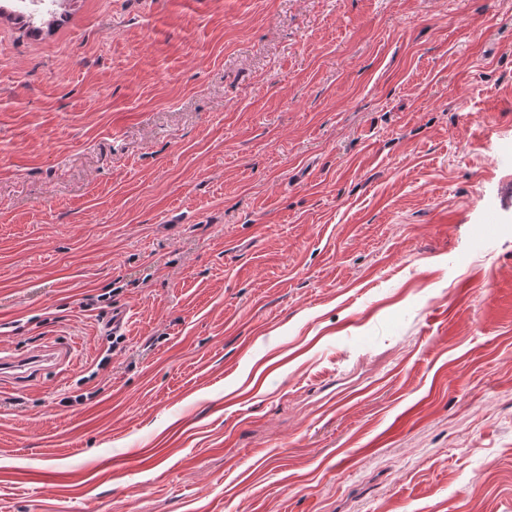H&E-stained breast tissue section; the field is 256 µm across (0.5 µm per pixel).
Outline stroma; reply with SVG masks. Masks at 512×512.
I'll return each instance as SVG.
<instances>
[{"mask_svg": "<svg viewBox=\"0 0 512 512\" xmlns=\"http://www.w3.org/2000/svg\"><path fill=\"white\" fill-rule=\"evenodd\" d=\"M511 187L512 0L0 17V512H512ZM3 350L0 352V377L3 373L4 377L11 380V382L18 385H26L34 381L40 374L42 368L37 365H32L37 362V355H12L5 354Z\"/></svg>", "mask_w": 512, "mask_h": 512, "instance_id": "1", "label": "stroma"}]
</instances>
